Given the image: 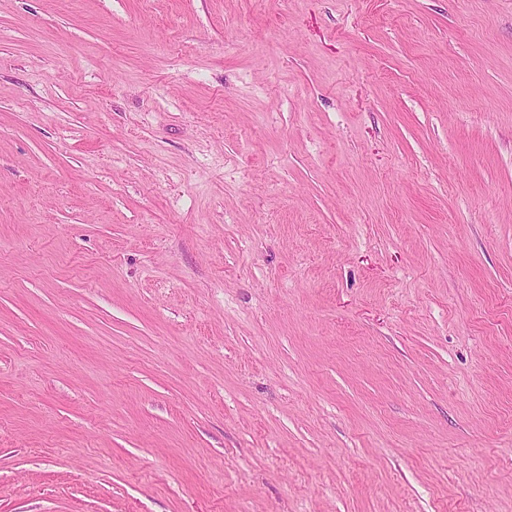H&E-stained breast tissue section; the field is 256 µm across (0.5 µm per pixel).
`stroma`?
<instances>
[{"instance_id":"stroma-1","label":"stroma","mask_w":512,"mask_h":512,"mask_svg":"<svg viewBox=\"0 0 512 512\" xmlns=\"http://www.w3.org/2000/svg\"><path fill=\"white\" fill-rule=\"evenodd\" d=\"M0 512H512V0H0Z\"/></svg>"}]
</instances>
